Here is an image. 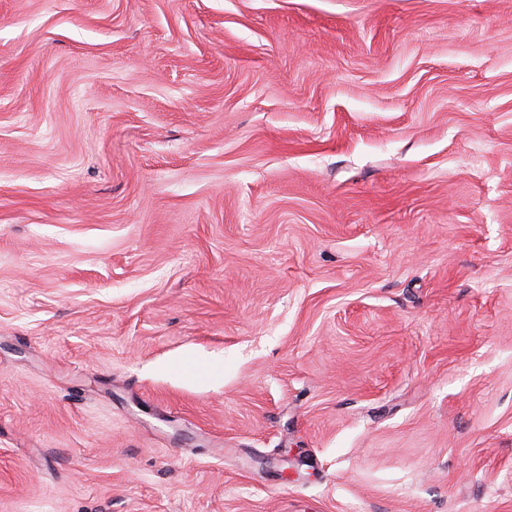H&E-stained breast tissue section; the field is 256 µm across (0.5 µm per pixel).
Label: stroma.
Returning <instances> with one entry per match:
<instances>
[{"instance_id":"1","label":"stroma","mask_w":512,"mask_h":512,"mask_svg":"<svg viewBox=\"0 0 512 512\" xmlns=\"http://www.w3.org/2000/svg\"><path fill=\"white\" fill-rule=\"evenodd\" d=\"M0 512H512V0H0Z\"/></svg>"}]
</instances>
